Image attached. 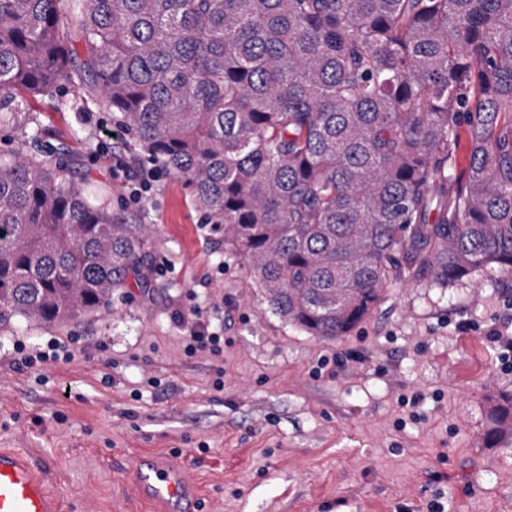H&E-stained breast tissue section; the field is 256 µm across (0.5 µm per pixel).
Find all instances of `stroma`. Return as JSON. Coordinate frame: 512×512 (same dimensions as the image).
I'll return each mask as SVG.
<instances>
[{
	"label": "stroma",
	"mask_w": 512,
	"mask_h": 512,
	"mask_svg": "<svg viewBox=\"0 0 512 512\" xmlns=\"http://www.w3.org/2000/svg\"><path fill=\"white\" fill-rule=\"evenodd\" d=\"M119 123L69 89L0 127V152L79 170L87 194L146 226L151 254L147 286L129 282L106 308L0 319V448L41 464L65 512H153L132 491L136 458L151 455L192 472L199 512H429L437 492L447 512H512V447L478 441L486 394L512 391L484 339L512 329V278L406 276L352 333L320 340L272 313L183 178L161 170L131 200L133 171L153 163L128 132L130 170H113L96 134ZM197 312L223 336L220 354L186 353L180 319ZM56 341L69 358L16 364V344ZM414 392L419 420L396 427L399 396Z\"/></svg>",
	"instance_id": "stroma-1"
}]
</instances>
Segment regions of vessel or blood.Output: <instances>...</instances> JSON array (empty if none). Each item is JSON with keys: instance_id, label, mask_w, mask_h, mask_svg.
<instances>
[{"instance_id": "obj_1", "label": "vessel or blood", "mask_w": 512, "mask_h": 512, "mask_svg": "<svg viewBox=\"0 0 512 512\" xmlns=\"http://www.w3.org/2000/svg\"><path fill=\"white\" fill-rule=\"evenodd\" d=\"M135 493L161 512H194L199 489L190 472L163 457H148L134 470ZM0 512H65L43 469L24 453L0 448Z\"/></svg>"}]
</instances>
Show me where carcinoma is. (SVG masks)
<instances>
[{"label": "carcinoma", "mask_w": 512, "mask_h": 512, "mask_svg": "<svg viewBox=\"0 0 512 512\" xmlns=\"http://www.w3.org/2000/svg\"><path fill=\"white\" fill-rule=\"evenodd\" d=\"M71 88L312 336L348 335L407 272L512 277V0H0V125ZM146 246L62 165L0 159V317L96 311ZM487 402L483 445L511 446L512 392ZM470 156L468 129L465 125H460L456 131V149L452 167L448 171L460 183L466 181L470 167Z\"/></svg>", "instance_id": "cac0c4a2"}]
</instances>
